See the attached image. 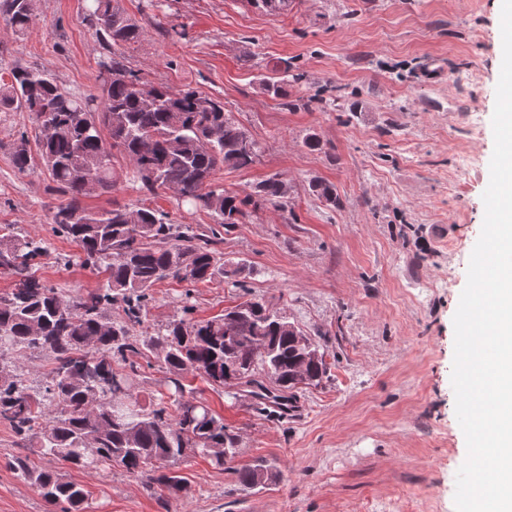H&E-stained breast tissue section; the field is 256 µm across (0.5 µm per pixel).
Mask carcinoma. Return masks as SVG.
Segmentation results:
<instances>
[{
  "mask_svg": "<svg viewBox=\"0 0 512 512\" xmlns=\"http://www.w3.org/2000/svg\"><path fill=\"white\" fill-rule=\"evenodd\" d=\"M258 10L276 14L289 0H250ZM14 33L34 20L31 0H0ZM89 12L109 52L101 67V98L61 87L47 73L11 71L0 84V114L26 112L41 133L40 155L55 188L70 197L51 215L52 231L76 243L83 263L107 276L105 287L72 296L50 287L33 273L45 255L43 240L11 234L0 237V270L14 277L11 291L0 295V422L26 448L62 459L75 468L108 472L120 467L137 478L147 493L180 498L182 479L175 465L192 455L210 458L219 471L241 451L238 429L224 424L203 402L186 410L184 376L197 372L210 386L222 388L231 369L241 370L238 386L258 400L291 398L301 381L317 385L327 374L324 354L311 335L283 313L259 300H246V316L236 311L204 321L183 317L153 333L143 331L144 312L154 285L164 279L206 282L236 276L239 263L224 259L220 232L190 224H169L149 208L94 211L80 198L112 190L114 159L127 160L130 179L152 194L161 187L180 192V200L209 212L219 226L241 224L250 210L282 205L286 181L272 175L249 192L211 186L216 168L251 166L261 146L224 103L194 88L154 84L128 69L118 48L141 37L139 25L112 4L89 0ZM301 78L289 64L263 79L262 88L288 107V82ZM150 86L144 95L133 83ZM12 162L30 168L25 138L14 141ZM310 192L330 206L336 186L315 180ZM125 317L112 320L114 305ZM148 350L165 369L166 393L142 405L137 389L140 367L129 356ZM45 354L51 362L46 384H27L20 366L6 364L15 351ZM14 475L34 485L53 512H87V494L77 483L51 469H37L26 456H15ZM242 491L263 488L276 478L266 461L231 470Z\"/></svg>",
  "mask_w": 512,
  "mask_h": 512,
  "instance_id": "obj_1",
  "label": "carcinoma"
}]
</instances>
